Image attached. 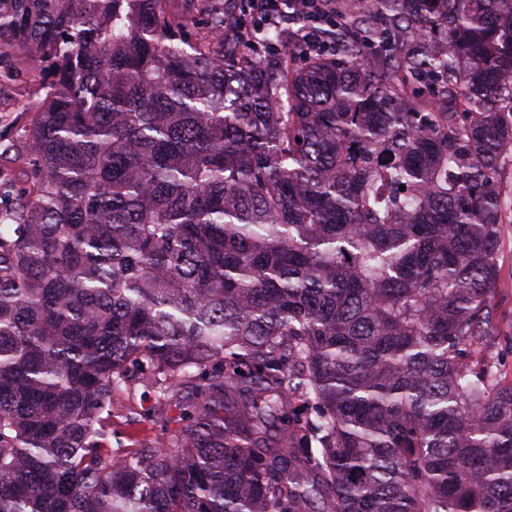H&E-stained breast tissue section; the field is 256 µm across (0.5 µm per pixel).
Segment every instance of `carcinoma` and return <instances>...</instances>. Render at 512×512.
I'll return each mask as SVG.
<instances>
[{
  "label": "carcinoma",
  "mask_w": 512,
  "mask_h": 512,
  "mask_svg": "<svg viewBox=\"0 0 512 512\" xmlns=\"http://www.w3.org/2000/svg\"><path fill=\"white\" fill-rule=\"evenodd\" d=\"M355 2L0 0V512H512V0ZM352 0H340L336 2L338 10L347 11L351 6ZM249 12L251 15L250 25L253 28L245 36L248 46H253L260 31L267 26H276L279 20H288L293 24L283 23L279 28L288 31V45L292 47L295 44L293 31L296 32L298 46L305 51H320L324 43L323 32H327L324 27L336 28V7L332 6V0H250ZM301 48H296L294 54V63L300 65L303 63L305 54ZM0 70L3 74V77H0V135L2 140H8L13 134V126L20 114L17 111L25 102V98L20 96L24 77L12 62H1ZM9 70L15 73L8 74ZM505 225L504 246L497 257L498 282L491 299L499 336L488 344L487 360L512 373V224ZM112 418V447L121 442L126 448H144L161 439V431L152 422L129 424L121 411Z\"/></svg>",
  "instance_id": "1"
}]
</instances>
